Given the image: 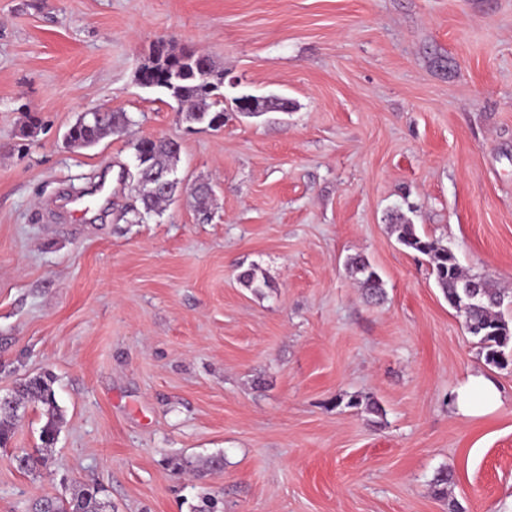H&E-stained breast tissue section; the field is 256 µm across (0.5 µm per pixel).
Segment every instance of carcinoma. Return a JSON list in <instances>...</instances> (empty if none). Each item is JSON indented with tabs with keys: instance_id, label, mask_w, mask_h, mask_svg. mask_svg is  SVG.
I'll use <instances>...</instances> for the list:
<instances>
[{
	"instance_id": "1",
	"label": "carcinoma",
	"mask_w": 512,
	"mask_h": 512,
	"mask_svg": "<svg viewBox=\"0 0 512 512\" xmlns=\"http://www.w3.org/2000/svg\"><path fill=\"white\" fill-rule=\"evenodd\" d=\"M155 60L150 69L164 72L162 82L156 87L162 89L181 106V114L189 124H205L219 129L224 126V94L222 85L214 78H203L202 70L195 66L199 54L183 57L176 51L159 45L153 52ZM132 123L125 112H112L98 120L84 123L80 120L68 128V140L74 147H89L112 135H119ZM135 156L140 160L143 173L136 174V187L146 212H155L171 198L155 187L152 174L175 167L179 157V145L163 138L144 137L134 144ZM195 201L196 212L202 219L207 218L211 189L199 184L190 189ZM397 241L428 257L431 274L449 306L461 313L466 329L477 338L485 361L504 368L512 363V326L502 311L504 304H512V295L494 287L482 277L467 275L452 250L436 239L422 236L415 225L406 220L394 223ZM348 264L360 274L359 284L372 298L384 295L382 280L368 260L363 257L349 259ZM54 378L50 374H39L24 379L0 402V447L7 444L15 423L24 414L26 405L37 403L47 416L40 431L42 447L33 452L20 451L14 456L17 468L34 474L46 465L62 420V411L57 403L53 388ZM97 486L83 488L69 499L46 497L36 501L34 512H105Z\"/></svg>"
}]
</instances>
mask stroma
I'll use <instances>...</instances> for the list:
<instances>
[{
	"label": "stroma",
	"instance_id": "stroma-1",
	"mask_svg": "<svg viewBox=\"0 0 512 512\" xmlns=\"http://www.w3.org/2000/svg\"><path fill=\"white\" fill-rule=\"evenodd\" d=\"M162 39L223 69L222 128L137 83ZM98 105L129 130L68 148ZM143 137L179 143L209 220L187 193L135 216ZM398 216L512 292V0H0V396L48 373L63 414L39 473L13 456L42 408L0 448V512L92 483L112 512H512V365L486 363ZM471 374L490 412L458 410ZM348 264L357 274H360L359 284L371 298L380 299L383 297L382 280L368 260L358 256L350 258ZM499 399V391L491 380L481 374H472L458 390L456 404L464 413L488 412L498 405Z\"/></svg>",
	"mask_w": 512,
	"mask_h": 512
}]
</instances>
